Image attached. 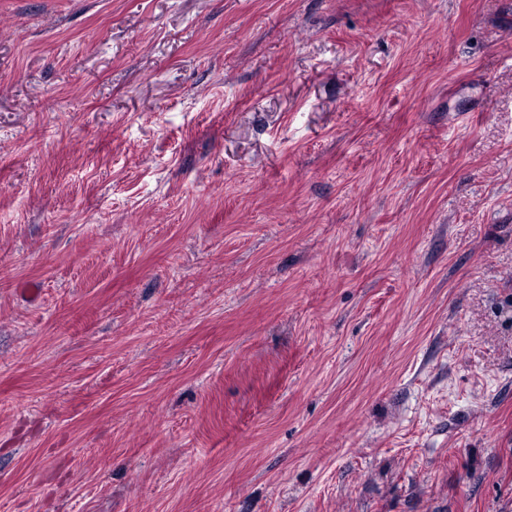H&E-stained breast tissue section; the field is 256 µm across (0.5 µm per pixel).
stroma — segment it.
<instances>
[{
  "instance_id": "35a3bbf8",
  "label": "stroma",
  "mask_w": 512,
  "mask_h": 512,
  "mask_svg": "<svg viewBox=\"0 0 512 512\" xmlns=\"http://www.w3.org/2000/svg\"><path fill=\"white\" fill-rule=\"evenodd\" d=\"M0 512H512V0H0Z\"/></svg>"
}]
</instances>
